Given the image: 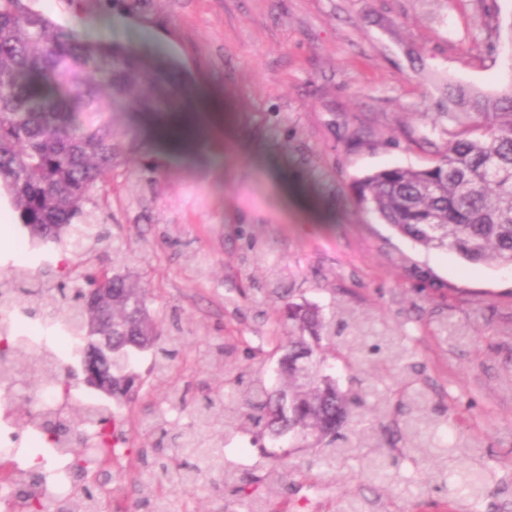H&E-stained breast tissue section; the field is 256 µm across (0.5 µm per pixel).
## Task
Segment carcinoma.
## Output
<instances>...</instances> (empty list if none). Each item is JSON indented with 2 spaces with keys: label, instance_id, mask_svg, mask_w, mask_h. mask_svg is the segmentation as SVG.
I'll return each mask as SVG.
<instances>
[{
  "label": "carcinoma",
  "instance_id": "cac0c4a2",
  "mask_svg": "<svg viewBox=\"0 0 512 512\" xmlns=\"http://www.w3.org/2000/svg\"><path fill=\"white\" fill-rule=\"evenodd\" d=\"M83 10L116 12L148 27H165L155 0H75ZM171 74L151 70L130 49L96 50L83 44L76 30L58 32L24 0H0V189L10 196L22 226L34 242H62L71 225H88L70 237L71 248L104 240L106 233L91 223L85 210L98 185L137 148L136 135L115 127L102 97L122 106L153 107L150 88L171 82ZM448 118L462 126L439 149L436 161L424 168L389 167L356 179L358 202L397 233L425 248L452 251L473 264H512V90L491 98L463 88H448ZM26 273L4 279L0 302H15L31 318L49 310L65 312L63 323L81 352L94 314L87 309L85 288H69L53 269L43 271L39 288H18ZM113 380L130 368L132 356L149 351L153 370L161 374L180 352L182 338L164 336L151 317L149 290L132 276L112 273ZM288 320L298 333L278 340L283 379L272 390L242 368L228 378L236 401L204 397L195 406L190 434L162 429L156 447L171 445L181 459L163 468L170 484L183 475L224 476V487H237V471L224 466L222 445L212 428L253 430L270 435L312 439L319 462L328 469L354 460L370 480L394 479L387 459L404 452L432 456L433 440L448 425L447 410L438 406L419 378L417 365L398 336L386 325L378 328L358 312L338 303L329 313L303 304L288 307ZM307 348L317 365L308 380H296L291 354ZM354 370L372 361L380 371H398L394 388L357 380V389L343 390L327 373L331 361ZM45 371L43 364L22 353L6 330L0 331V377ZM67 434L47 424L42 437L48 448ZM434 457V456H432ZM448 456L434 457L430 480L445 479ZM489 483L486 466L470 469L464 490L475 500ZM99 493L85 489L81 498L59 504L33 499L31 512H99ZM136 504L151 512H169L164 498L143 485Z\"/></svg>",
  "mask_w": 512,
  "mask_h": 512
}]
</instances>
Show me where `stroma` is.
<instances>
[{
  "mask_svg": "<svg viewBox=\"0 0 512 512\" xmlns=\"http://www.w3.org/2000/svg\"><path fill=\"white\" fill-rule=\"evenodd\" d=\"M26 3L56 30L135 48L151 68L173 72L162 90L173 115L190 112L182 92L191 83L224 109L221 130L179 152L157 136L159 113H115L162 175L147 182L132 154L99 185L88 209L110 237L89 252L33 246L21 225L0 219L13 244L0 252V276L48 266L131 273L149 286L162 331L183 338L162 376H148L151 355L140 354L136 369L148 380L114 407L124 472L112 483V512H128L139 496L137 451L150 443L149 423L162 417L188 429L194 403L223 390L225 369L249 354L262 359L274 337L287 336L289 305L304 302L325 310L343 302L375 326H398L456 421L442 445L465 436L492 472L482 512H512V266L422 248L352 191L373 171L436 160L456 130L449 83L487 96L512 85V0H157L164 30L112 14L78 19L68 0ZM272 267L286 276L283 296L254 297ZM444 321L468 340H443ZM215 433L225 463L244 475L276 449L283 480L249 484L242 497L203 482L156 485L171 512H247L248 498L266 499L270 512H343L355 496L375 502L374 512H473L457 491L472 463L458 455L440 488L413 498L348 467L306 471L310 450L299 441L257 445L220 426Z\"/></svg>",
  "mask_w": 512,
  "mask_h": 512,
  "instance_id": "obj_1",
  "label": "stroma"
}]
</instances>
